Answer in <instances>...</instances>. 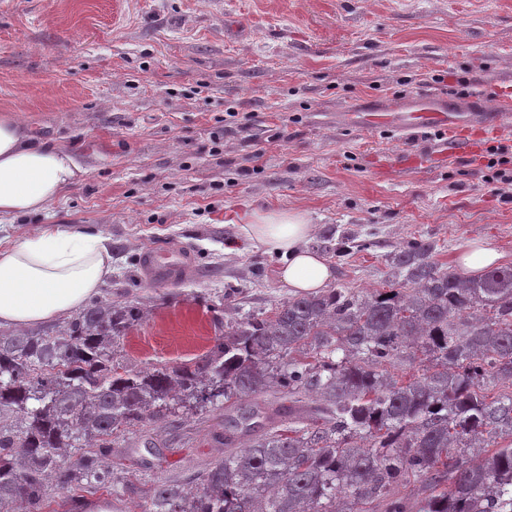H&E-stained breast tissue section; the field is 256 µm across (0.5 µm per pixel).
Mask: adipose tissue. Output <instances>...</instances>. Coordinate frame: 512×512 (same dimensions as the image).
<instances>
[{
    "label": "adipose tissue",
    "mask_w": 512,
    "mask_h": 512,
    "mask_svg": "<svg viewBox=\"0 0 512 512\" xmlns=\"http://www.w3.org/2000/svg\"><path fill=\"white\" fill-rule=\"evenodd\" d=\"M80 171L70 154L30 142L20 121L0 117V216L43 210ZM311 232L297 210L255 213L245 228L248 241L281 258L280 279L297 293L320 291L333 277L327 260L305 246ZM110 263L100 237L53 229L0 250V326L25 327L81 307L98 295Z\"/></svg>",
    "instance_id": "ef3b65f1"
}]
</instances>
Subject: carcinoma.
<instances>
[{
    "instance_id": "1",
    "label": "carcinoma",
    "mask_w": 512,
    "mask_h": 512,
    "mask_svg": "<svg viewBox=\"0 0 512 512\" xmlns=\"http://www.w3.org/2000/svg\"><path fill=\"white\" fill-rule=\"evenodd\" d=\"M394 287L329 288L288 299L270 317L229 322L191 365L114 364L112 346L141 318L133 304L97 300L55 331L0 335V512H46V480L121 496L103 464L112 435L176 406L260 395L216 440L190 499L165 482L150 512H512V265L463 277L416 241L393 257ZM301 359L280 360L302 346ZM429 359L398 383L391 366ZM508 384L496 397L492 385ZM319 405L305 408V397ZM507 441L479 460L480 438ZM250 442L236 449L240 439ZM424 477L407 501L396 487Z\"/></svg>"
}]
</instances>
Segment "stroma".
Here are the masks:
<instances>
[{
	"mask_svg": "<svg viewBox=\"0 0 512 512\" xmlns=\"http://www.w3.org/2000/svg\"><path fill=\"white\" fill-rule=\"evenodd\" d=\"M416 95L480 97L512 145V0H0V116L71 154L83 172L43 211L0 217V249L43 227L101 236L112 272L101 298L141 306L114 346L133 369L191 363L215 343L228 306L269 314L292 293L281 260L246 241L252 214L305 212L332 287H390L403 243H434L460 272L475 242L512 263V198L486 181L488 155L450 161L430 138L349 119L371 103L399 112ZM418 155L421 173L402 164ZM154 243L184 255L154 280ZM232 407L184 411L121 435L104 464L130 490L84 512H148L157 482L221 461ZM166 251L157 247L145 253L146 267L152 277L160 282H170L179 279L185 271L183 259L178 257L175 262H165L162 255Z\"/></svg>",
	"mask_w": 512,
	"mask_h": 512,
	"instance_id": "35a3bbf8",
	"label": "stroma"
}]
</instances>
